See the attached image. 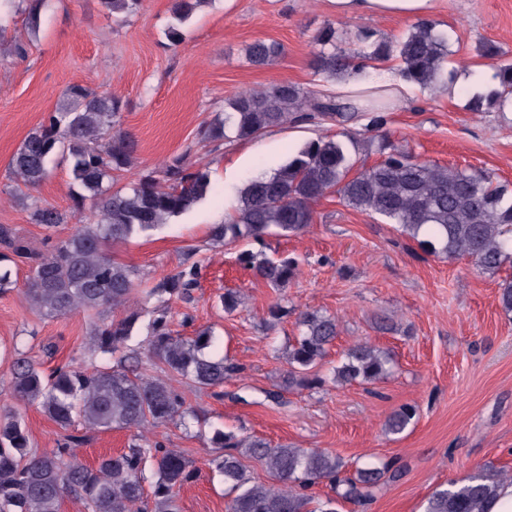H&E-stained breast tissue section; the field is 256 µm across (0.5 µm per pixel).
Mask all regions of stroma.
I'll return each mask as SVG.
<instances>
[{"mask_svg":"<svg viewBox=\"0 0 512 512\" xmlns=\"http://www.w3.org/2000/svg\"><path fill=\"white\" fill-rule=\"evenodd\" d=\"M169 8L170 0H144L137 13L116 18L101 0H47L38 28H31L23 12L0 22V225H10L32 251H45L47 232L30 222L29 208L37 201L70 206L69 164L55 159L49 178L35 188L12 179L8 164L68 85L107 91L122 105L121 130L137 143L134 165L118 175L119 184L183 153L211 171L212 190L192 209L107 248L135 272L127 307L105 310L107 319L154 307L147 289L201 263L191 301L169 303L172 327L184 336L211 328L224 355L242 371L225 380L219 396L173 378L188 407L210 426L275 445L324 450L350 467L363 460L396 461L400 477L385 484L371 505L347 501L340 512H425L435 490L478 469L512 474V313L499 302V285L512 278V265L489 274L467 257L424 255L394 225L346 206L334 194L314 205L305 233L253 244L254 252L298 259L299 272L283 292L244 271L236 249L210 239L211 227L223 223L225 206L250 179L273 173L306 141L336 133L340 124H288L219 146L201 141V127L223 120L225 101L246 89L281 83L323 89L312 38L324 23H334L345 48L361 31L377 38L402 36L410 20L340 16L330 0H209L174 45L166 38ZM432 19L453 53L447 88H418L399 100L385 98L381 110L364 111L355 125L362 133L357 164L379 161L369 137L384 134L423 159L494 172L512 192V104L494 112L469 107L473 93L495 84L481 44H494L512 59V0H441ZM258 39L282 46L264 66L250 64L246 56ZM228 289L244 297L242 309L231 314L218 304ZM278 299L299 313L336 316L339 335L330 361L367 340L391 351L394 374L368 384L280 390L295 326L290 317L266 323L267 308ZM379 316L390 319L392 330L377 329ZM91 326L83 313L42 316L24 284L0 295V419L20 415L38 451L57 448L64 432L39 405L14 399V359L20 354L45 369L69 361L104 365V357L89 349ZM406 403L418 408L413 426L385 435L387 416ZM147 435L182 452L199 470L179 492L181 512H226L224 480L208 466L214 453L209 429L169 422L149 428ZM132 436L127 429L90 432L77 455L95 465L99 457L127 448Z\"/></svg>","mask_w":512,"mask_h":512,"instance_id":"1","label":"stroma"}]
</instances>
